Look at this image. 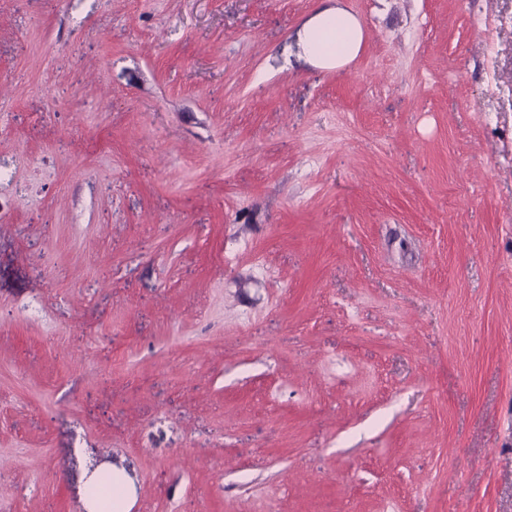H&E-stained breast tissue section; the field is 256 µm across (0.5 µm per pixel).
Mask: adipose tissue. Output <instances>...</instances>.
<instances>
[{"mask_svg":"<svg viewBox=\"0 0 512 512\" xmlns=\"http://www.w3.org/2000/svg\"><path fill=\"white\" fill-rule=\"evenodd\" d=\"M362 36V28L355 17L339 8L328 7L305 26L301 45L309 60L332 68L357 54Z\"/></svg>","mask_w":512,"mask_h":512,"instance_id":"adipose-tissue-1","label":"adipose tissue"}]
</instances>
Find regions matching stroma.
Masks as SVG:
<instances>
[{"mask_svg": "<svg viewBox=\"0 0 512 512\" xmlns=\"http://www.w3.org/2000/svg\"><path fill=\"white\" fill-rule=\"evenodd\" d=\"M0 0V502L512 512V0ZM362 36V28L355 17L337 7H327L305 26L301 45L309 60L333 68L357 54ZM109 485V478L104 477L100 479L92 488V495L102 494L103 496L106 495V491L108 489ZM109 494L107 498L103 499H95L91 495L88 497L87 501V510L88 512H106V511H112V509H109L106 507V503L110 500H113V502H123L126 499L127 492L123 485L119 483H113V485L109 486Z\"/></svg>", "mask_w": 512, "mask_h": 512, "instance_id": "1", "label": "stroma"}]
</instances>
